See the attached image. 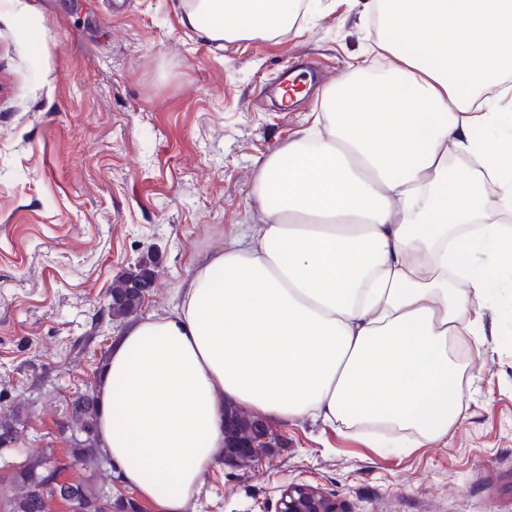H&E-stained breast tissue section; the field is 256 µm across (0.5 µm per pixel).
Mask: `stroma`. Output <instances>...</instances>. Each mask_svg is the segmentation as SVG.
<instances>
[{
    "label": "stroma",
    "mask_w": 512,
    "mask_h": 512,
    "mask_svg": "<svg viewBox=\"0 0 512 512\" xmlns=\"http://www.w3.org/2000/svg\"><path fill=\"white\" fill-rule=\"evenodd\" d=\"M182 13V0H0V412L29 404L13 462L66 448V399L121 331L103 312L118 274L154 252L141 312H163L225 229L257 221L261 162L314 110L311 97L278 110V75L308 61L322 86L352 57L384 61L349 0H322L277 40L209 41ZM479 313L447 439L407 452L400 433L275 421L277 447L211 466L183 512H275L293 482L343 512H512V290Z\"/></svg>",
    "instance_id": "1"
}]
</instances>
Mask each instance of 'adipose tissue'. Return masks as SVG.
<instances>
[{
  "label": "adipose tissue",
  "instance_id": "adipose-tissue-1",
  "mask_svg": "<svg viewBox=\"0 0 512 512\" xmlns=\"http://www.w3.org/2000/svg\"><path fill=\"white\" fill-rule=\"evenodd\" d=\"M317 0H185L206 39L273 40ZM386 63L356 59L300 136L262 162L253 224L205 256L165 314L130 322L96 381L123 482L183 512L224 457V405L283 422L396 429L411 448L461 414L450 346L512 251V0H356ZM502 128L499 146L474 135ZM468 160L448 177V155ZM477 225L476 263L455 230ZM473 249V250H474Z\"/></svg>",
  "mask_w": 512,
  "mask_h": 512
}]
</instances>
